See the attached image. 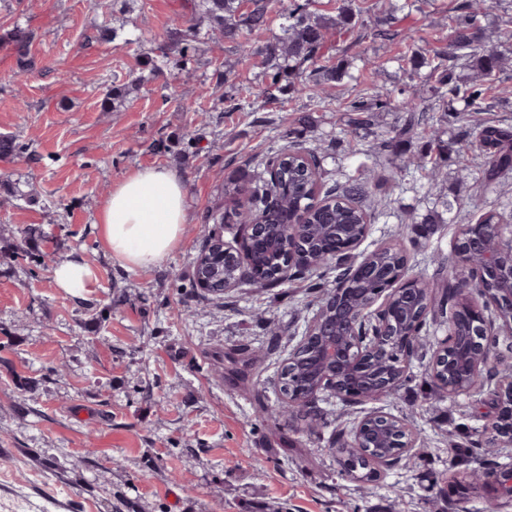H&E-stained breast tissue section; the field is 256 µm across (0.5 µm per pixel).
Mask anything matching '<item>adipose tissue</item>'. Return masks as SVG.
Segmentation results:
<instances>
[{"instance_id":"adipose-tissue-1","label":"adipose tissue","mask_w":512,"mask_h":512,"mask_svg":"<svg viewBox=\"0 0 512 512\" xmlns=\"http://www.w3.org/2000/svg\"><path fill=\"white\" fill-rule=\"evenodd\" d=\"M191 216L180 174L166 166H148L116 183L95 224L108 253L127 269L162 265L183 242ZM93 276L89 263L70 256L53 269L56 288L78 298Z\"/></svg>"}]
</instances>
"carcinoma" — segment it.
<instances>
[{
  "label": "carcinoma",
  "mask_w": 512,
  "mask_h": 512,
  "mask_svg": "<svg viewBox=\"0 0 512 512\" xmlns=\"http://www.w3.org/2000/svg\"><path fill=\"white\" fill-rule=\"evenodd\" d=\"M244 0H201L199 13L194 23L185 25L179 22L170 30L168 39L174 54L182 59L192 56L200 44V31L207 28L211 42L220 45L225 40L234 41L243 53L255 54L257 50L249 45L246 34L269 26L276 14L282 20V34L274 46L265 53L264 94L272 98L274 92L281 89V83L293 73L300 80L302 90H307V81L326 91V88L342 81L346 72L324 62L322 51L326 32L336 29L342 34L355 24L356 13L341 11L336 18L320 16L309 9V0H250L251 7L243 10ZM485 0H464L458 13L452 17L453 35L450 43V58L455 66L448 67L442 60H424L416 52L409 61L412 70L420 66L429 68L428 77L434 81V89L439 92L451 86L455 98L464 103V109L457 111L447 108L448 118L461 122L470 112L483 111L486 87L485 83L505 64V58L498 46L512 44V21L498 29L497 43L490 44L482 35L481 17ZM471 71L469 79L459 81L455 67ZM389 95H378L372 101L355 100L351 111L357 116L356 129L369 127L377 112L391 109ZM405 113L403 120L381 141L379 149L394 151L402 145H410L422 138V129L428 125V109L405 98L399 104ZM454 147V143L445 142L441 135L431 133L425 151L417 156L416 168L424 171L428 181L436 180L439 168L437 164H428L426 158L440 156ZM467 149L474 150L483 157L479 167V185L486 192H494L502 181L512 175V129L505 128L492 121H477L473 124L471 141ZM375 179L374 170L364 169L360 177L343 185H332L327 193L338 199H346L352 206L335 203L315 209V224H363L370 219L371 212L385 209L388 203L380 200L367 204L365 184ZM308 188L302 178L293 169L280 173L277 183L262 177L250 193L249 204L264 214L265 223L270 231L276 232L275 225L288 222L289 213L308 203Z\"/></svg>",
  "instance_id": "1"
}]
</instances>
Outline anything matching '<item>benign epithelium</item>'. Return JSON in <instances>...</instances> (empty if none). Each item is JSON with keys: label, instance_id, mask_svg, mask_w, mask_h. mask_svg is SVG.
I'll list each match as a JSON object with an SVG mask.
<instances>
[{"label": "benign epithelium", "instance_id": "7a95c632", "mask_svg": "<svg viewBox=\"0 0 512 512\" xmlns=\"http://www.w3.org/2000/svg\"><path fill=\"white\" fill-rule=\"evenodd\" d=\"M300 157L309 164L312 207L330 202L323 195L318 170L304 151L281 153L267 160L272 181L280 166ZM309 209L300 210L282 234L284 263L275 278L283 281L292 269L314 270L335 262L345 275L282 363L278 387L288 408L311 403L329 392L343 402H363L383 397L401 385L409 371L411 349L422 340L421 324L431 309L432 285L410 273L408 255L380 245L354 260L367 238L368 224H310ZM245 232L229 243L215 232L195 263L196 283L203 291L221 296L253 280L255 253L266 225L258 219L244 225ZM509 224H464L456 235L450 264L456 270L479 260V279L467 283L455 277L453 288L458 317L449 336L433 350L429 364L432 382L443 395L455 397L476 392L475 379L490 363L489 341L512 334V247L502 235ZM218 252L235 259L229 273L212 269L208 254ZM488 431L493 448L512 447V369L488 376ZM416 446L415 432L401 419L373 411L357 422L351 441L342 449L343 475L368 482L375 467L387 466Z\"/></svg>", "mask_w": 512, "mask_h": 512}]
</instances>
